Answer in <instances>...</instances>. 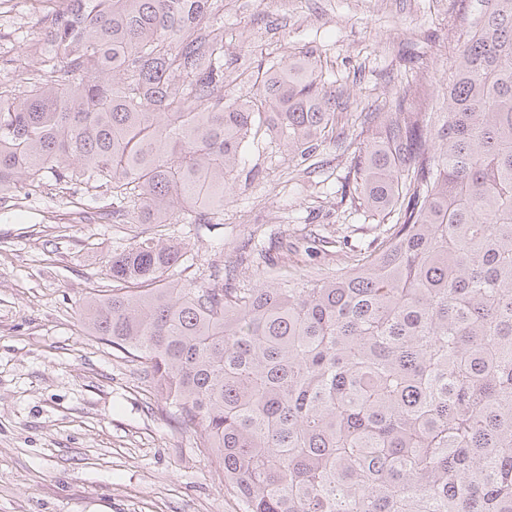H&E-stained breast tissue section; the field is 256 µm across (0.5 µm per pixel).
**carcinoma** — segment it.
<instances>
[{
    "label": "carcinoma",
    "mask_w": 512,
    "mask_h": 512,
    "mask_svg": "<svg viewBox=\"0 0 512 512\" xmlns=\"http://www.w3.org/2000/svg\"><path fill=\"white\" fill-rule=\"evenodd\" d=\"M0 62V191L100 183L117 224L85 325L145 365L242 512H512V0H475L442 111L369 112L344 193L384 221L294 275L181 284L172 223L210 224L246 146L309 159L336 119L320 57L224 102L216 0H39Z\"/></svg>",
    "instance_id": "1"
}]
</instances>
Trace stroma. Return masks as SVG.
Wrapping results in <instances>:
<instances>
[{
    "instance_id": "1",
    "label": "stroma",
    "mask_w": 512,
    "mask_h": 512,
    "mask_svg": "<svg viewBox=\"0 0 512 512\" xmlns=\"http://www.w3.org/2000/svg\"><path fill=\"white\" fill-rule=\"evenodd\" d=\"M0 13V57L21 52L39 14L27 0ZM224 99L252 95L248 73L313 50L327 60L336 104L329 136L297 165L279 143L247 147L224 209L185 238L182 282H208L254 244L295 252L335 273L336 255H305L315 237L369 242L377 217L339 188L363 141L365 113L447 85L474 14L471 0H222ZM0 206V512H242L212 459L150 388L142 365L93 335L89 294L110 289L106 265L140 236L114 224L107 187L52 178Z\"/></svg>"
}]
</instances>
